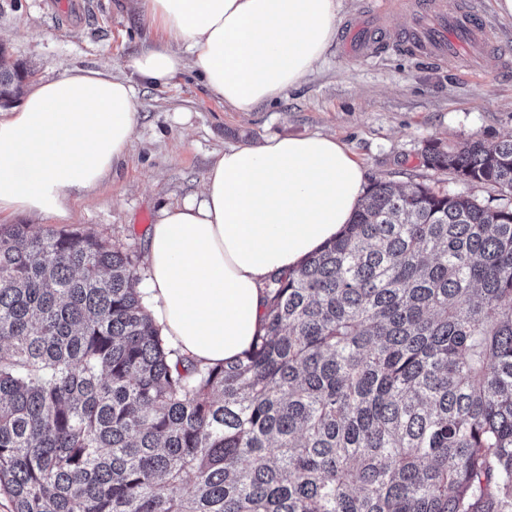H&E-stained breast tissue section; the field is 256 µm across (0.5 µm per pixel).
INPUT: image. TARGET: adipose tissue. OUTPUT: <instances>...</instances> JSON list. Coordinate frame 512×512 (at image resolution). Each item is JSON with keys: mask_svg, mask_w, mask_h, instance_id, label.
I'll use <instances>...</instances> for the list:
<instances>
[{"mask_svg": "<svg viewBox=\"0 0 512 512\" xmlns=\"http://www.w3.org/2000/svg\"><path fill=\"white\" fill-rule=\"evenodd\" d=\"M157 40L129 77L75 70L0 113V215L67 216L127 151L136 84L190 70L238 112L275 102L331 44L341 0H135ZM365 171L335 136L271 137L218 153L200 197L164 209L146 239V306L195 362L237 359L262 332L266 281L336 238Z\"/></svg>", "mask_w": 512, "mask_h": 512, "instance_id": "obj_1", "label": "adipose tissue"}]
</instances>
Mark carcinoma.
Returning <instances> with one entry per match:
<instances>
[{
  "label": "carcinoma",
  "instance_id": "1",
  "mask_svg": "<svg viewBox=\"0 0 512 512\" xmlns=\"http://www.w3.org/2000/svg\"><path fill=\"white\" fill-rule=\"evenodd\" d=\"M29 76L0 48L1 101ZM422 155L507 203L375 181L222 366L164 340L134 251L1 224L13 512H512V137Z\"/></svg>",
  "mask_w": 512,
  "mask_h": 512
}]
</instances>
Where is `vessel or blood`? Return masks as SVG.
<instances>
[{
	"instance_id": "vessel-or-blood-1",
	"label": "vessel or blood",
	"mask_w": 512,
	"mask_h": 512,
	"mask_svg": "<svg viewBox=\"0 0 512 512\" xmlns=\"http://www.w3.org/2000/svg\"><path fill=\"white\" fill-rule=\"evenodd\" d=\"M352 54H367L392 46L432 61L473 60L498 51L499 44L477 0H461L448 10L426 0L414 25L404 33L387 37L380 22L361 19L347 25L342 38Z\"/></svg>"
}]
</instances>
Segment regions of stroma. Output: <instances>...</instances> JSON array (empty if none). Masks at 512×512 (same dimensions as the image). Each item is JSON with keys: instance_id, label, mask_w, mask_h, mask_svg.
<instances>
[{"instance_id": "obj_1", "label": "stroma", "mask_w": 512, "mask_h": 512, "mask_svg": "<svg viewBox=\"0 0 512 512\" xmlns=\"http://www.w3.org/2000/svg\"><path fill=\"white\" fill-rule=\"evenodd\" d=\"M71 2L79 10L65 24L49 0H0V47L9 61L31 69L35 85L75 69L124 76L149 36L145 19L127 0ZM375 10L385 11L394 30L411 21L386 0H342L337 24ZM136 102L128 150L102 186L77 199L67 217L17 213L1 215L0 223L89 231L140 255L161 211L198 192L217 152L313 133L336 135L367 181L422 183L495 206L496 187L428 168L422 149L432 139L453 146L512 136V68L474 74L392 49L362 59L337 41L299 88L252 112L226 108L189 71L166 84H138Z\"/></svg>"}]
</instances>
